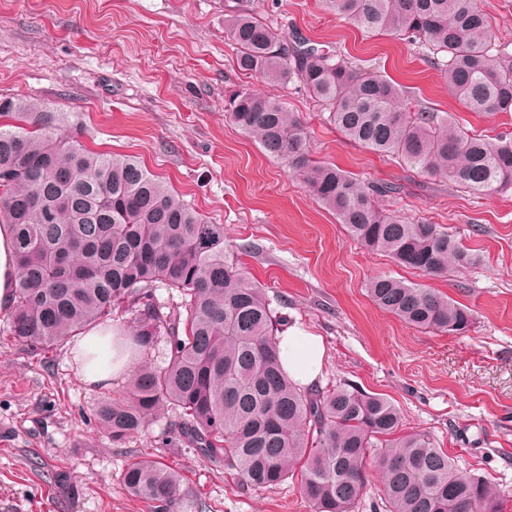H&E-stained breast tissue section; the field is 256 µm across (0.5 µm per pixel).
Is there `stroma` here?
<instances>
[{
	"mask_svg": "<svg viewBox=\"0 0 512 512\" xmlns=\"http://www.w3.org/2000/svg\"><path fill=\"white\" fill-rule=\"evenodd\" d=\"M249 5L287 39L381 71L467 128L490 138L512 132V114L466 109L417 45L362 33L321 0ZM262 87L236 65L224 0H0V98L31 96L63 113L60 132L138 157L223 225L230 255L283 325L323 338L320 387L387 398L404 428L428 432L461 472L488 478L512 512V191L475 195L407 171L346 140L300 88H268L299 113L316 159L400 183L382 207L446 225L475 257L441 277L399 267L354 242L284 160L229 122L226 95ZM379 274L448 294L473 310V325L461 335L408 326L369 299L366 284ZM6 319L0 312V512H151L122 482L142 456L183 476L181 512H310L295 480L239 490L223 465L178 441L170 413L112 443L93 409L127 376L87 385L71 341L30 351L12 341Z\"/></svg>",
	"mask_w": 512,
	"mask_h": 512,
	"instance_id": "obj_1",
	"label": "stroma"
}]
</instances>
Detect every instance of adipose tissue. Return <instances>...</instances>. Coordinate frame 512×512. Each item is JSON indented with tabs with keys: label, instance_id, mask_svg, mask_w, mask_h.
Returning a JSON list of instances; mask_svg holds the SVG:
<instances>
[{
	"label": "adipose tissue",
	"instance_id": "ef3b65f1",
	"mask_svg": "<svg viewBox=\"0 0 512 512\" xmlns=\"http://www.w3.org/2000/svg\"><path fill=\"white\" fill-rule=\"evenodd\" d=\"M19 267L14 252L11 227L0 224V311L9 310L14 301V286ZM109 326L93 327L82 333L76 342L85 361L82 382L92 385L107 384L112 376L121 374L128 366V359L105 364L96 354L106 336L112 335ZM280 361L284 371L297 385L308 388L323 371L325 347L321 337L308 333L299 326L291 325L279 334Z\"/></svg>",
	"mask_w": 512,
	"mask_h": 512
}]
</instances>
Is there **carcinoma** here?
Returning <instances> with one entry per match:
<instances>
[{
  "instance_id": "carcinoma-1",
  "label": "carcinoma",
  "mask_w": 512,
  "mask_h": 512,
  "mask_svg": "<svg viewBox=\"0 0 512 512\" xmlns=\"http://www.w3.org/2000/svg\"><path fill=\"white\" fill-rule=\"evenodd\" d=\"M368 34L424 49L448 89L473 112H512V48L496 42L477 0H323ZM236 63L267 85L300 84L345 137L412 171L473 194L512 190V135L493 139L446 112L417 104L379 71H361L315 47L288 48L243 0L224 5ZM224 112L288 168L348 234L370 252L424 275L472 257L442 224L412 222L378 199L393 183L361 182L312 157L296 112L278 99L235 90ZM0 223L12 226L19 263L10 338L46 350L116 311L131 315L134 345L147 354L166 338L160 364H137L123 395L99 400L94 419L114 443L142 432L161 411L202 457L224 464L243 489L298 480L311 512H355L372 459L386 512H499L483 476L461 473L423 431L402 428L387 399L352 386L303 390L283 370L279 320L264 289L226 255L224 225L210 224L133 156L83 148L39 130L63 118L35 99H0ZM158 288L181 295L163 311ZM372 302L404 323L461 334L472 310L446 294L391 276L367 284ZM127 490L153 512H174L180 476L140 457Z\"/></svg>"
}]
</instances>
